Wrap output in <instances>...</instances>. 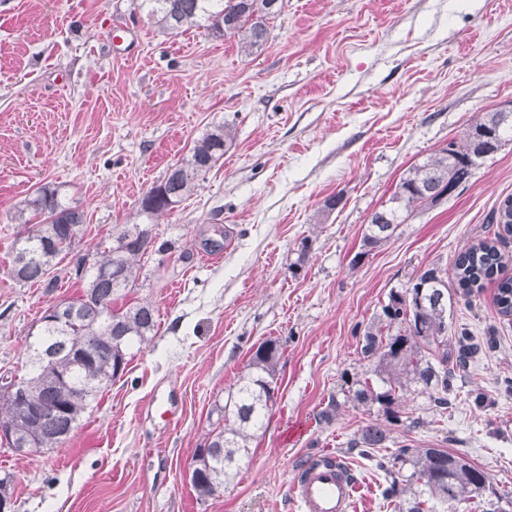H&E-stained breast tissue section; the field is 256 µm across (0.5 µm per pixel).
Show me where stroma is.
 Returning a JSON list of instances; mask_svg holds the SVG:
<instances>
[{
  "label": "stroma",
  "instance_id": "35a3bbf8",
  "mask_svg": "<svg viewBox=\"0 0 512 512\" xmlns=\"http://www.w3.org/2000/svg\"><path fill=\"white\" fill-rule=\"evenodd\" d=\"M140 3L0 0V374L27 375L44 310L85 287L64 262L51 290L10 277L25 198L60 185L85 213L79 249L93 255L138 223V198L196 139L222 123L235 132L196 193L153 226L162 249L125 301L154 306V336L62 444L35 457L0 447L14 510L298 512L297 468L330 452L360 483L355 512H394L375 459L351 445L384 415L345 400V382L371 376L362 334L391 291L424 269L451 271L461 248L493 236L490 215L512 196V144L354 256L411 164L512 102V0H284L250 54L203 28L169 35ZM493 295L453 296L448 339L467 330L480 351L447 408L403 390L381 451L435 445L483 469L488 489L457 512L512 496V320ZM268 338L282 347L272 415L234 480L198 497L185 470ZM157 397L170 419L154 413Z\"/></svg>",
  "mask_w": 512,
  "mask_h": 512
}]
</instances>
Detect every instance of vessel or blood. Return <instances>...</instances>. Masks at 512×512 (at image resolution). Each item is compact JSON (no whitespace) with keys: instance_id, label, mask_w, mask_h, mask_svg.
<instances>
[{"instance_id":"1","label":"vessel or blood","mask_w":512,"mask_h":512,"mask_svg":"<svg viewBox=\"0 0 512 512\" xmlns=\"http://www.w3.org/2000/svg\"><path fill=\"white\" fill-rule=\"evenodd\" d=\"M357 489L348 467L331 454L305 462L290 484L300 512H353Z\"/></svg>"}]
</instances>
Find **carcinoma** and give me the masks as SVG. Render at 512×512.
<instances>
[{
  "instance_id": "carcinoma-1",
  "label": "carcinoma",
  "mask_w": 512,
  "mask_h": 512,
  "mask_svg": "<svg viewBox=\"0 0 512 512\" xmlns=\"http://www.w3.org/2000/svg\"><path fill=\"white\" fill-rule=\"evenodd\" d=\"M149 16L158 27L178 35L203 27L214 36L239 37L248 52L269 39V20L282 5L275 0H146ZM234 141L231 127L218 124L196 140L188 154L175 163V170L148 188L137 201L141 224L118 233L112 245L89 266L90 281L84 293L67 300L76 314L62 322H44L36 348L48 355L30 376L19 379L20 396L7 393L0 382V431L12 435L16 444L62 443L77 422L112 381L127 366V350L148 341L157 326L149 303L115 307L140 276L141 260L156 252L152 224L191 197ZM512 142V119L496 110L470 126L464 138L454 139L405 170L394 191L371 213L362 236V249L353 258L359 263L373 249L388 241L397 228L416 213L434 205L428 190L455 191L502 146ZM18 218L31 225L13 246L10 276L19 284L56 287L51 269L70 256L76 258L74 275L82 277L78 245L84 236V213L67 203L60 187L47 183L24 201ZM497 231L457 252L453 260L459 294L468 298L488 283L496 285L495 302L503 317H512V276L504 274L512 255L501 252L498 243L512 236V197L493 212ZM448 276L438 267L424 270L407 288L392 291L381 313L363 331L361 354L374 364L373 373L382 386L369 380L352 382L351 399L361 405L377 404L386 420H398L394 405L399 392L412 384L438 407L448 405V391L455 370L465 369L477 352L466 330L456 345L448 348ZM403 329L394 335L384 330ZM282 347L268 339L253 353L235 387L217 405L216 427L204 447L196 449L193 464L198 478L193 488L198 496L210 497L237 474L239 462L249 456L250 442L263 428L279 392ZM389 429L371 422L355 438L357 448H382ZM387 477L384 499L399 502V512H426L432 503L440 512H453L457 505L489 484L487 473L445 448L402 446L388 462L380 464Z\"/></svg>"
}]
</instances>
